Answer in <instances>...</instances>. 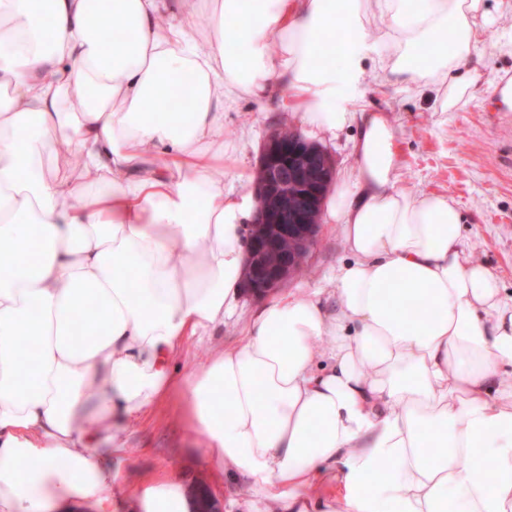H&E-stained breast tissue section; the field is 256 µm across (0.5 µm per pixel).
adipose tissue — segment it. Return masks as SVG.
<instances>
[{
    "instance_id": "ef3b65f1",
    "label": "adipose tissue",
    "mask_w": 512,
    "mask_h": 512,
    "mask_svg": "<svg viewBox=\"0 0 512 512\" xmlns=\"http://www.w3.org/2000/svg\"><path fill=\"white\" fill-rule=\"evenodd\" d=\"M488 21L486 0H0V512H112L120 417L176 392L201 454L274 512H512V294L453 199L400 185L390 116L353 104L371 60L441 111L485 92L512 111L474 53ZM275 86L306 138L358 130L326 206L350 258L332 291L265 302L242 342L175 375L242 290L255 203L243 175L224 183V109ZM134 497L190 512L174 476Z\"/></svg>"
}]
</instances>
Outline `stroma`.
Listing matches in <instances>:
<instances>
[{"instance_id": "35a3bbf8", "label": "stroma", "mask_w": 512, "mask_h": 512, "mask_svg": "<svg viewBox=\"0 0 512 512\" xmlns=\"http://www.w3.org/2000/svg\"><path fill=\"white\" fill-rule=\"evenodd\" d=\"M512 18L495 19L479 36L476 52L487 58L491 81L512 75V50L503 48ZM358 104L388 113L399 131L400 179L417 192H436L460 207L463 228L472 240L476 258L486 262L503 287L512 290V112L498 105L497 97L482 95L462 111L444 112L432 98L414 97L396 87L377 84L366 73ZM299 115L270 103L259 107L242 98L224 112V138L234 149L239 166L254 174L267 134L276 128H294ZM343 227L325 224L300 271L278 288V295L306 288H330L336 265L348 259ZM260 307L259 300L244 295L235 313L225 318L212 335L189 338L172 362L181 374L206 366L210 355L243 339V333ZM125 448L118 460L119 479L112 489L116 512H133V494L144 481L175 475L186 486L204 484L219 499L225 512H243L251 498L247 478L228 477L222 465L202 458L197 436L171 401L151 406L124 423Z\"/></svg>"}]
</instances>
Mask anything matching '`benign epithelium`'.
<instances>
[{
	"mask_svg": "<svg viewBox=\"0 0 512 512\" xmlns=\"http://www.w3.org/2000/svg\"><path fill=\"white\" fill-rule=\"evenodd\" d=\"M335 179L330 156L300 132L269 134L251 185L256 209L244 267L249 295L264 297L301 268L317 242L323 201Z\"/></svg>",
	"mask_w": 512,
	"mask_h": 512,
	"instance_id": "7a95c632",
	"label": "benign epithelium"
}]
</instances>
